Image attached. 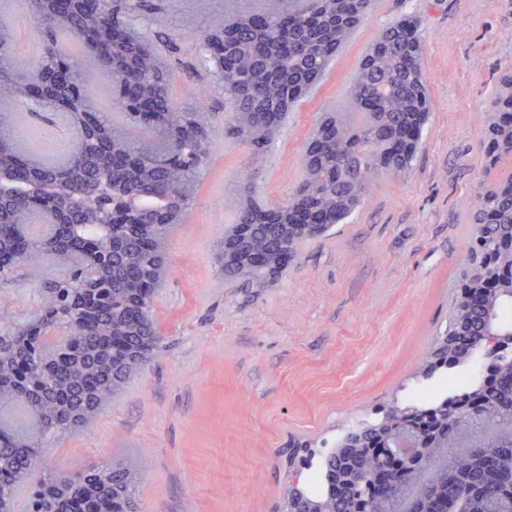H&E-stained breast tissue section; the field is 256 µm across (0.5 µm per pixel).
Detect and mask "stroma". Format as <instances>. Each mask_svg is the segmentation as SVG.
<instances>
[{
	"label": "stroma",
	"mask_w": 512,
	"mask_h": 512,
	"mask_svg": "<svg viewBox=\"0 0 512 512\" xmlns=\"http://www.w3.org/2000/svg\"><path fill=\"white\" fill-rule=\"evenodd\" d=\"M139 17L184 107L213 114L196 199L167 240L169 271L153 318L162 349L99 411L93 426L43 450L50 469L137 466L138 512H283L290 484L350 428L389 404H415V373L446 330L469 268L465 208L489 176L481 118L512 70V0H376L321 81L292 107L261 164L225 133L231 105L194 38L236 16L292 0H157ZM417 24L430 112L410 166L373 177L345 223L304 245L263 288L225 280L220 243L251 180L263 204L286 201L322 113L344 111L354 71L378 32ZM13 49L42 37L21 0H0ZM37 287L0 288L7 320L26 321ZM310 461L295 471L292 453Z\"/></svg>",
	"instance_id": "obj_1"
}]
</instances>
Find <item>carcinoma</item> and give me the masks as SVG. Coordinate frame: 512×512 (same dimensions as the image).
Instances as JSON below:
<instances>
[{"mask_svg":"<svg viewBox=\"0 0 512 512\" xmlns=\"http://www.w3.org/2000/svg\"><path fill=\"white\" fill-rule=\"evenodd\" d=\"M286 14L271 12L261 27L239 20L224 30V55L229 67L220 74L224 95L233 104L227 131L247 143L253 156L264 155L288 106L324 72L329 59L349 39L375 0H296ZM43 34L36 59L13 52L12 35L0 29V102L26 101L30 86L47 84L55 66L67 65L73 75L68 88L52 87L39 104L49 114L68 115L74 146L64 160L32 156L19 145V127L12 115L0 112V165H26L37 186L65 181L71 193L44 199L32 206L25 194L0 200V253L18 254V261L0 272V283L13 273L41 279L42 301L33 322L18 329L3 328L5 348L0 358V407L17 405L36 419L21 432L0 425V480L29 482L27 512H137L138 474L114 462L100 477L81 480L45 470L39 448L50 438L85 430L97 410L124 387L161 347L152 316L155 288L168 270L164 244L171 223L195 200L200 158L189 159L190 140H208V112L189 110L168 94V79L151 43L128 27L141 0H75L70 12L59 15L53 0H25ZM118 27L128 41L105 47ZM123 67L113 76L114 99L122 105L132 98L153 103V119L124 112L121 125L109 112L84 98L91 85L113 64ZM345 112H331L319 122L306 148L305 176L292 196L274 206L248 203L238 210L236 223L224 234L221 254L224 275L263 288L283 271L287 261L307 242L345 220L369 191L380 170H405L418 149L428 112L426 79L421 66V42L410 24L387 26L360 60L348 93ZM482 130L490 150L492 171L512 160V72L503 74ZM142 129L151 138L134 135ZM136 210L120 224H108L103 210L119 209L125 199ZM36 213L51 224L47 236L31 237L27 227ZM474 238L487 260L495 262L490 280H504L512 256L501 241L512 236V175L495 177L480 192L469 214ZM90 254L102 249L106 260L92 267V276L71 282L46 281L45 258H69L71 248ZM503 295L488 291V304L466 302L454 312L464 331L453 365H469L483 347L488 321H499ZM37 334L43 343L59 339L73 350L59 362L48 350L36 357L24 344ZM464 402L476 409L474 420H512V390L490 388L480 378L451 394L407 408L393 407L381 420L347 430L321 458L317 488L293 485L284 512H397V495L415 502L414 512H454L463 501L468 512H512V451L497 447L492 434L479 452L492 457L498 489L475 495L483 476L476 454L468 450L448 455L447 466L424 469L439 457L448 437L458 431L448 407ZM413 432L424 457L410 462L386 454L383 448L403 431ZM388 470L396 496L365 500L352 490L354 472Z\"/></svg>","mask_w":512,"mask_h":512,"instance_id":"cac0c4a2","label":"carcinoma"}]
</instances>
